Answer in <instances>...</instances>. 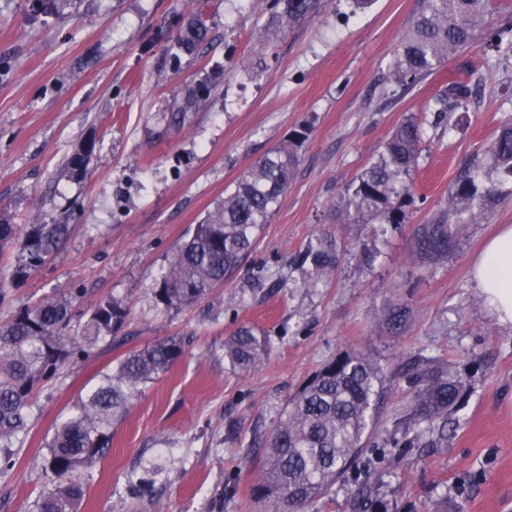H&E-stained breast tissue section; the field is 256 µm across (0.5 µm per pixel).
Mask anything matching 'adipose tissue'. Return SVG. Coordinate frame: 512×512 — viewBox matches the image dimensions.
<instances>
[{
  "label": "adipose tissue",
  "instance_id": "ef3b65f1",
  "mask_svg": "<svg viewBox=\"0 0 512 512\" xmlns=\"http://www.w3.org/2000/svg\"><path fill=\"white\" fill-rule=\"evenodd\" d=\"M478 288L502 321L512 323V226L486 246L473 267Z\"/></svg>",
  "mask_w": 512,
  "mask_h": 512
}]
</instances>
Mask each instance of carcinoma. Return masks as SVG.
Instances as JSON below:
<instances>
[{
  "label": "carcinoma",
  "instance_id": "cac0c4a2",
  "mask_svg": "<svg viewBox=\"0 0 512 512\" xmlns=\"http://www.w3.org/2000/svg\"><path fill=\"white\" fill-rule=\"evenodd\" d=\"M314 6L315 0H268L272 18L290 28L305 20ZM491 13V0H425L394 59V83L405 90L413 87L483 33L496 51L512 55V16L491 27ZM207 35L206 24L191 19L170 47L171 62L180 65L181 56L193 53ZM480 84L479 72L468 71L466 79L448 83L435 98L433 111L444 118L466 108ZM210 92L208 84H200L182 111L208 99ZM309 133V126L301 124L261 157L176 246L154 288L158 304L166 309L191 305L234 277L253 247L256 231L268 223L293 180ZM423 140L424 123L416 115L394 128L377 158L344 188L345 223L404 221L400 200L409 192L408 179L418 167ZM95 148V139L85 141L68 159V171L84 175ZM486 157L497 180L480 176L477 169L469 172L454 182L444 209L420 225L417 245L424 263L447 259L456 244L454 228L484 217L503 195V186L512 184V125L502 127ZM69 233L68 224L1 222L0 256L15 255V264L9 277L0 280V288L23 283L63 247ZM299 262L307 267L308 287L329 281L338 263L336 239L320 232L307 243ZM77 299L78 293L63 292L19 309L0 324L1 474L16 465L21 437L31 426L35 391L53 379L63 363L113 336L128 314L123 301L105 297L85 320L81 335L73 336L71 311ZM184 349L183 338L166 336L131 351L80 398L77 413L56 428L48 444L45 468L55 485L38 500V512H76L82 490L72 481L73 474L96 466L109 449L114 422ZM266 355L265 336L251 326L239 327L224 340V360L243 372L258 368ZM413 371L417 391L407 420L419 431L394 442V447L423 452L448 437V415L463 402L466 390L461 378L427 362L415 364ZM386 388L383 367L365 351L340 352L326 361L300 385L278 423L259 441L262 465L253 498L268 512H305L325 496L365 448ZM350 509L388 512L368 479L358 483Z\"/></svg>",
  "mask_w": 512,
  "mask_h": 512
}]
</instances>
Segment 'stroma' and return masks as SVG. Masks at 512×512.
I'll list each match as a JSON object with an SVG mask.
<instances>
[{"instance_id": "35a3bbf8", "label": "stroma", "mask_w": 512, "mask_h": 512, "mask_svg": "<svg viewBox=\"0 0 512 512\" xmlns=\"http://www.w3.org/2000/svg\"><path fill=\"white\" fill-rule=\"evenodd\" d=\"M422 7L374 0L354 14L347 0H318L272 39L267 0H59L46 13L34 0H0V221L70 226L62 250L0 292V322L72 288L74 321L108 296L129 308L114 338L35 392L17 463L0 475V512H36L51 486L44 457L56 426L118 360L164 336L183 337L186 350L113 424L109 453L78 473V512H263L252 498L254 448L308 376L354 349L375 355L388 377L372 437L388 512H512V323L472 276L488 241L512 225V194L464 225L446 261L425 265L417 248L420 224L512 122V56L479 40L401 90L390 67ZM199 14L208 39L172 68L168 42ZM470 67L483 86L450 124L426 125L404 222L342 223L346 184ZM202 82L209 99L184 111ZM303 123L311 132L294 179L238 275L195 304L157 305L152 290L175 246ZM90 137L87 173L71 178L65 160ZM322 229L340 262L332 281L310 288L297 258ZM398 305L410 317L394 331L383 315ZM244 324L269 343L249 373L224 359L225 338ZM418 360L448 367L467 390L447 441L424 453L390 445L416 433L404 417ZM148 468L153 486L137 493L132 482ZM365 474L356 462L307 512H351Z\"/></svg>"}]
</instances>
